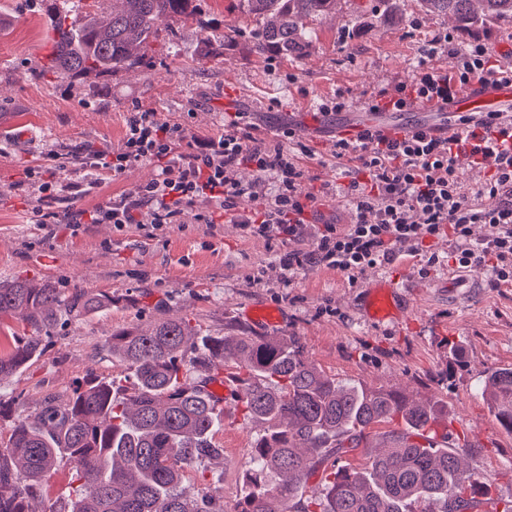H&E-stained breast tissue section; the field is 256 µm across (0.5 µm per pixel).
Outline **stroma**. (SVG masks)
I'll return each instance as SVG.
<instances>
[{"label":"stroma","mask_w":512,"mask_h":512,"mask_svg":"<svg viewBox=\"0 0 512 512\" xmlns=\"http://www.w3.org/2000/svg\"><path fill=\"white\" fill-rule=\"evenodd\" d=\"M236 4L203 0L200 21L162 22L148 48L155 68L72 82L44 71L52 49L48 0H0L6 27L0 36V280H49L66 292L80 287L112 298L106 315L72 317L56 327L44 354L0 383V403L30 413L46 398L68 399L90 378L124 384L128 371L106 346L119 327L185 317L202 336H295L305 356L339 383L447 405L449 447H473L469 470L477 484L492 487L499 503L511 501L512 434L498 424L481 387L488 372L512 367V285L494 284L490 266L480 264L465 270L468 291L445 287L454 238L435 246L437 259L425 277L419 258L408 256L366 270L354 285L326 267L300 270L287 285L273 261L279 243L243 238L227 220L176 224L153 240L110 224L75 231L31 223L42 201L26 182V169L56 150L67 156L61 182L92 179L82 164L87 148L118 149L134 107L184 124L195 136L220 133L229 111L247 113L264 134L291 125L311 150L301 159L306 188L330 184L322 212L350 222L349 164L327 152L336 127L383 89L411 81L423 62L418 46L448 31L447 18L420 14L416 0H400L403 20L395 24L378 0H342L341 12L317 25L306 56L271 60L251 52L247 37L257 23ZM228 23L246 34L230 51L218 39ZM173 43L180 48L175 58L168 54ZM339 93L350 110L322 114V104ZM154 175L151 163H136L51 208L92 211ZM394 278L400 282L396 316L370 321L367 288ZM258 306L277 309L281 324L254 322L248 312ZM261 429L257 422L221 421L212 442L223 458L185 470L184 485L200 496L223 486L224 512H235L249 490L245 472ZM74 484L71 466L57 467L37 491L38 512H63Z\"/></svg>","instance_id":"35a3bbf8"}]
</instances>
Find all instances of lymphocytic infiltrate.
<instances>
[{"label": "lymphocytic infiltrate", "instance_id": "lymphocytic-infiltrate-1", "mask_svg": "<svg viewBox=\"0 0 512 512\" xmlns=\"http://www.w3.org/2000/svg\"><path fill=\"white\" fill-rule=\"evenodd\" d=\"M453 42V35L441 33L422 44L415 79L394 86L385 102L371 101V110L402 112L434 101L449 105L460 89L487 86L512 73V64L492 60L476 39L458 50L453 75L430 69L427 58ZM457 122L460 130L450 138L423 131L387 137L368 129L355 141L333 140L332 156L354 165L345 188L354 220L338 224L324 219L321 191L301 189L298 157L307 148L293 128L282 126L260 137L245 113L234 112L225 118L223 133L195 137L182 124L136 109L121 148L91 152L86 163L117 177L147 161L157 170L155 178L94 211L65 212L60 221L75 227L110 224L121 232L133 225L151 237L189 214L199 224L228 218L243 237L281 243L276 259L287 284L298 271L321 266L339 270L353 283L401 250L420 254L450 235L459 243L452 256L456 268L487 262L495 282H512V117L468 112ZM461 156L486 174L480 202L463 189L456 167ZM241 167L252 170V180L234 178ZM475 224L488 225L492 234L473 244Z\"/></svg>", "mask_w": 512, "mask_h": 512}]
</instances>
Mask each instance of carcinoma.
I'll return each instance as SVG.
<instances>
[{
  "label": "carcinoma",
  "mask_w": 512,
  "mask_h": 512,
  "mask_svg": "<svg viewBox=\"0 0 512 512\" xmlns=\"http://www.w3.org/2000/svg\"><path fill=\"white\" fill-rule=\"evenodd\" d=\"M83 0L52 5L50 68L63 79L105 77L155 64L147 47L161 20L200 15L197 0H113L102 25L91 17L75 25ZM340 0H239L260 26L251 42L260 57H302L313 23L336 13ZM425 14L445 16L462 33L512 24V0H419ZM112 297L49 282H0V318L19 316L30 334L14 338L0 355V383L43 352L42 336L64 317L101 312ZM112 354L129 370L130 386L111 381L78 386L65 403L46 402L33 413L0 404L12 419L0 440V512H36L30 506L55 467L75 470L79 485L69 512H223L220 487L199 500L181 485L182 472L224 449L212 444L218 412L190 369L204 375L235 364L243 385L244 417L266 425L253 444L251 491L236 512H476L467 449L450 450L448 427L431 403L398 391L339 384L302 351L295 337H202L181 317L142 329L112 331ZM490 405L512 433V368L487 374ZM401 424L389 441L367 452L365 467L341 466L322 477L311 495L300 488L338 454L367 439L381 423ZM279 475L272 484L269 476Z\"/></svg>",
  "instance_id": "1"
}]
</instances>
